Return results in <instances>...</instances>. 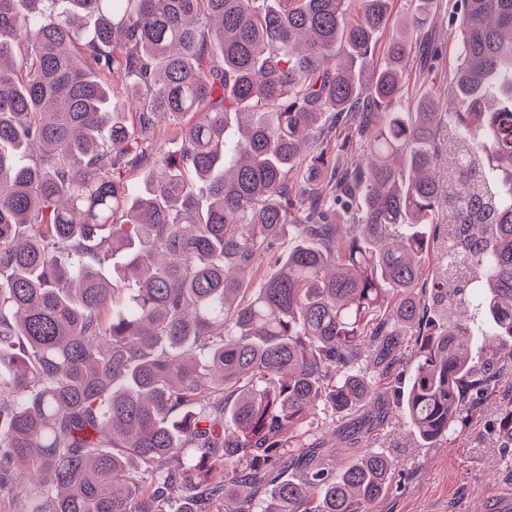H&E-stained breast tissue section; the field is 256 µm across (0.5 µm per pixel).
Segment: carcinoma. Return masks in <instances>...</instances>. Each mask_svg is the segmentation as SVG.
<instances>
[{"instance_id": "carcinoma-1", "label": "carcinoma", "mask_w": 512, "mask_h": 512, "mask_svg": "<svg viewBox=\"0 0 512 512\" xmlns=\"http://www.w3.org/2000/svg\"><path fill=\"white\" fill-rule=\"evenodd\" d=\"M53 2L0 0V486L31 512H371L393 461L306 463L316 406L369 404L408 352L397 406L430 446L499 388L448 311L512 337V0H452L448 114L404 101L429 0L372 67L390 0ZM295 241L294 234L292 231V228L289 229L288 233V224L284 227V232L277 242V249L274 257L268 256L264 258L262 261H259L258 263V270H257V281H259L261 278L268 277L271 274L275 273L278 266L277 263H275L276 257L279 255H282L285 253L289 247L293 245Z\"/></svg>"}]
</instances>
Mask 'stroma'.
I'll return each mask as SVG.
<instances>
[{"label":"stroma","mask_w":512,"mask_h":512,"mask_svg":"<svg viewBox=\"0 0 512 512\" xmlns=\"http://www.w3.org/2000/svg\"><path fill=\"white\" fill-rule=\"evenodd\" d=\"M436 34L443 44L438 69L422 77L417 95L448 96V78L457 64L458 20L448 0H434ZM501 390L479 405L461 433L433 448L418 443L409 423L393 406V387L380 390L378 403L334 419L325 414L326 428L315 441L314 458L339 466L376 451L394 459L396 471L389 493L373 512H489L496 501L512 499V447H502L485 424L512 401V360L499 362Z\"/></svg>","instance_id":"35a3bbf8"}]
</instances>
